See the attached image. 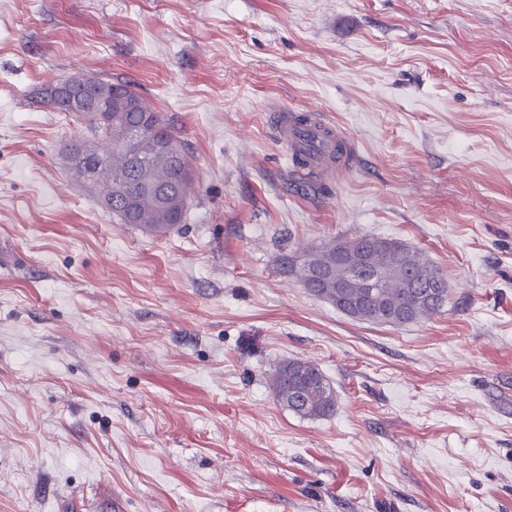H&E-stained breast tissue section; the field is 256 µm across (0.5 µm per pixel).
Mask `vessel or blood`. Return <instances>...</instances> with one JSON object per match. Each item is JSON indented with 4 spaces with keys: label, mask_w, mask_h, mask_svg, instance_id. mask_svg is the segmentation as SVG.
I'll list each match as a JSON object with an SVG mask.
<instances>
[{
    "label": "vessel or blood",
    "mask_w": 512,
    "mask_h": 512,
    "mask_svg": "<svg viewBox=\"0 0 512 512\" xmlns=\"http://www.w3.org/2000/svg\"><path fill=\"white\" fill-rule=\"evenodd\" d=\"M277 133L291 156H303L307 168L315 177L321 178L330 172V158L334 147H341L340 162L352 163L355 150L342 130L322 113L311 111L306 121H299L297 113L278 115L274 118Z\"/></svg>",
    "instance_id": "1"
}]
</instances>
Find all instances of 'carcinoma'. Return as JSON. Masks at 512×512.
Returning <instances> with one entry per match:
<instances>
[{
	"instance_id": "cac0c4a2",
	"label": "carcinoma",
	"mask_w": 512,
	"mask_h": 512,
	"mask_svg": "<svg viewBox=\"0 0 512 512\" xmlns=\"http://www.w3.org/2000/svg\"><path fill=\"white\" fill-rule=\"evenodd\" d=\"M95 92L111 103L112 117L87 110L75 115L89 133L72 139L65 157L71 170L96 193L115 195L109 212L124 224H136L163 235L184 223L189 208L193 173L186 156L176 157L160 141L176 140L173 131L145 98L128 82L114 83L91 77ZM150 121L151 131L131 140L129 132ZM359 256L358 286L347 290L358 319L402 327L443 310L448 304V280L409 244L393 238L359 235L331 239L302 250L282 252L277 264L285 275L296 276L300 267L319 266L325 281L310 290L336 305V279L348 275L342 266L346 254ZM280 404L301 417H324L336 409V393L318 366L292 360L271 375ZM297 388L302 403L285 401Z\"/></svg>"
}]
</instances>
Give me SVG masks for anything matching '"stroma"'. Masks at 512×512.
<instances>
[{
  "label": "stroma",
  "mask_w": 512,
  "mask_h": 512,
  "mask_svg": "<svg viewBox=\"0 0 512 512\" xmlns=\"http://www.w3.org/2000/svg\"><path fill=\"white\" fill-rule=\"evenodd\" d=\"M135 86L194 173L124 224L69 171L63 79ZM356 150L302 173L271 109ZM397 238L442 312L353 319L282 249ZM317 364L303 418L274 369ZM512 512V0H0V512ZM278 402L301 417H324L336 409V393L320 368L302 360H292L278 366L271 375ZM297 388L302 403L290 405L288 391Z\"/></svg>",
  "instance_id": "stroma-1"
}]
</instances>
